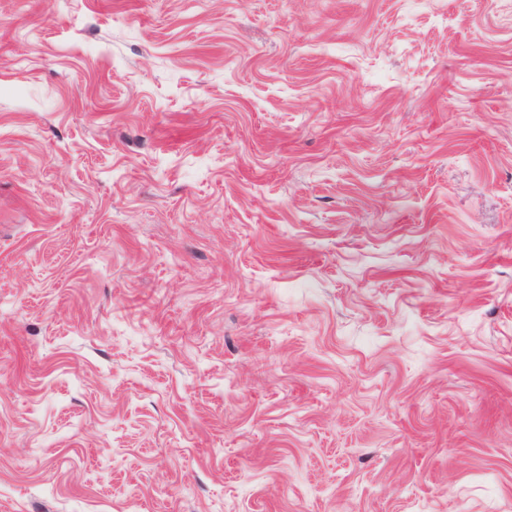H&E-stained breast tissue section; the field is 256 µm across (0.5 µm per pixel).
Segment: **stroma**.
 <instances>
[{
	"label": "stroma",
	"instance_id": "obj_1",
	"mask_svg": "<svg viewBox=\"0 0 512 512\" xmlns=\"http://www.w3.org/2000/svg\"><path fill=\"white\" fill-rule=\"evenodd\" d=\"M0 512H512V0H0Z\"/></svg>",
	"mask_w": 512,
	"mask_h": 512
}]
</instances>
